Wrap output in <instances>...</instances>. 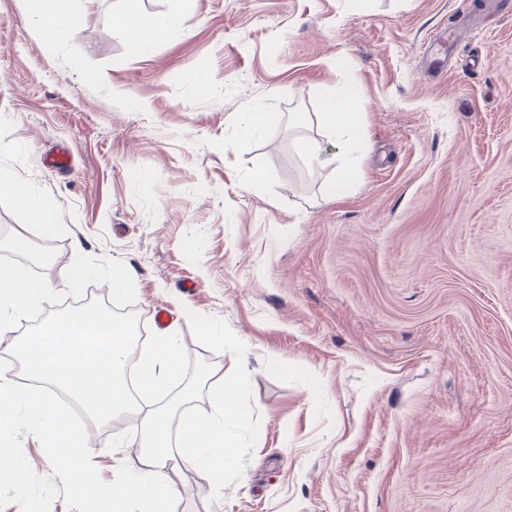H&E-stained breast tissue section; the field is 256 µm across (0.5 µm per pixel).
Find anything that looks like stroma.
Wrapping results in <instances>:
<instances>
[{"label": "stroma", "mask_w": 512, "mask_h": 512, "mask_svg": "<svg viewBox=\"0 0 512 512\" xmlns=\"http://www.w3.org/2000/svg\"><path fill=\"white\" fill-rule=\"evenodd\" d=\"M475 3L140 0L141 24L189 15L144 54L123 0H76L71 43L0 0V168L56 218L0 195V258L35 246V278L82 276L18 332L92 295L153 337L166 307L189 413L212 408L203 372L248 370L236 470L181 467L175 512H512V15ZM345 85L365 146L342 193L295 153L292 115ZM59 145L64 173L43 165ZM81 423L108 485L127 431ZM8 437L26 482L0 484V512H72L26 423Z\"/></svg>", "instance_id": "1"}]
</instances>
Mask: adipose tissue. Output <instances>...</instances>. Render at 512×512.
<instances>
[{"label":"adipose tissue","mask_w":512,"mask_h":512,"mask_svg":"<svg viewBox=\"0 0 512 512\" xmlns=\"http://www.w3.org/2000/svg\"><path fill=\"white\" fill-rule=\"evenodd\" d=\"M30 16L36 28L49 37L69 41L76 34L71 0H30ZM138 0H125L123 23L131 24L135 45L143 50L162 34L183 29L186 19L175 15L145 27L136 24ZM359 96L356 86L341 88L324 103L318 121L322 136L333 137L347 154L363 144L360 126L351 105ZM12 197L18 208L39 224L53 221L40 197L17 175L0 170V195ZM77 287V279L62 274L59 284L30 278L19 269H0V436L18 419H25L63 479L70 485L77 512H172L176 497L173 474L179 462L202 473L214 468L229 471L237 463L235 424L247 413L240 402L243 379L219 386L216 411L178 419L182 405L192 400L194 388L158 407L142 399L160 393L177 378L180 369V337L161 333L139 357L138 389L129 393L125 366L135 341L132 327L105 311L78 309L63 320L46 324L35 333H15L17 319L47 302L55 286ZM22 360L27 374L48 380L52 389L23 390L4 372L2 365ZM62 389L97 420H120L132 430L139 451L124 455L115 467L106 494H98L95 478L85 459L90 452L87 436L75 428L56 402Z\"/></svg>","instance_id":"1"}]
</instances>
